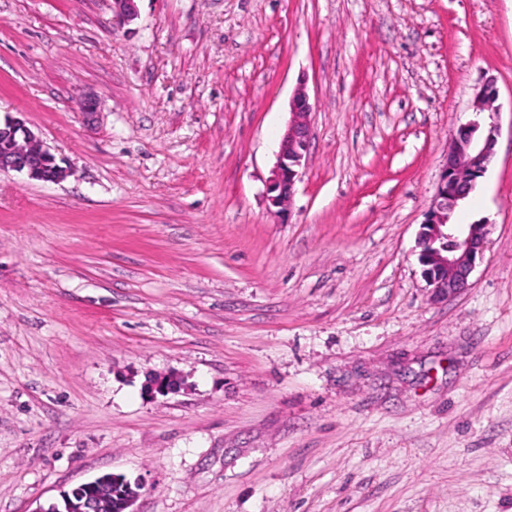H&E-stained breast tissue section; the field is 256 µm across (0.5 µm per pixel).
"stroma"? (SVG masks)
<instances>
[{
    "label": "stroma",
    "instance_id": "35a3bbf8",
    "mask_svg": "<svg viewBox=\"0 0 512 512\" xmlns=\"http://www.w3.org/2000/svg\"><path fill=\"white\" fill-rule=\"evenodd\" d=\"M136 6L0 0V116L70 170L0 172V512L106 473L136 512H512V0ZM475 119L453 220L490 244L437 300L418 236ZM312 107L304 88H298L291 101V120L284 133L277 164L267 185V195L277 213L289 211L295 186L302 176V162L310 144Z\"/></svg>",
    "mask_w": 512,
    "mask_h": 512
}]
</instances>
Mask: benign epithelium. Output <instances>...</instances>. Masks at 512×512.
Segmentation results:
<instances>
[{
  "mask_svg": "<svg viewBox=\"0 0 512 512\" xmlns=\"http://www.w3.org/2000/svg\"><path fill=\"white\" fill-rule=\"evenodd\" d=\"M113 7L127 22L137 17L136 0H113ZM495 100L496 87L490 80L475 96V112H496ZM311 110L305 89H297L291 101V120L267 185L268 200L280 213L290 209L296 183L302 176V162L310 144ZM478 128L479 123L472 121L452 138L447 166L418 238L419 258L433 267L427 280L437 298L455 296L469 287V277L477 261L483 258L488 243V224L452 222V212L467 194L448 203L449 181L467 179L473 187L494 159L497 133L484 139L476 135ZM0 171L24 173L32 180L43 182H59L68 173L26 121L10 114L0 120ZM84 486L90 495L79 502H68L66 512H112V477L101 476Z\"/></svg>",
  "mask_w": 512,
  "mask_h": 512,
  "instance_id": "1",
  "label": "benign epithelium"
}]
</instances>
